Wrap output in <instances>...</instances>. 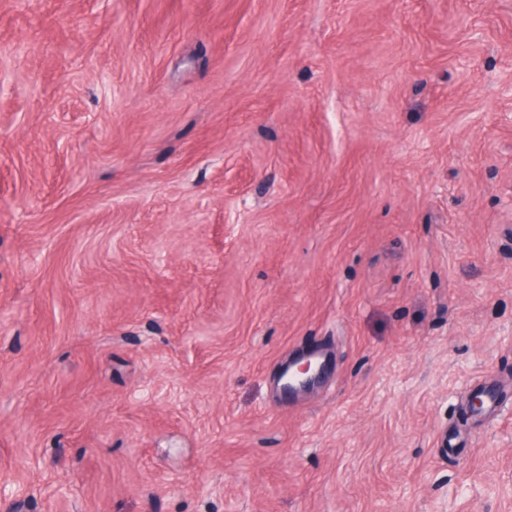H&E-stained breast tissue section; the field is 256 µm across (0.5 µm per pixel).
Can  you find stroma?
I'll return each mask as SVG.
<instances>
[{
	"label": "stroma",
	"mask_w": 512,
	"mask_h": 512,
	"mask_svg": "<svg viewBox=\"0 0 512 512\" xmlns=\"http://www.w3.org/2000/svg\"><path fill=\"white\" fill-rule=\"evenodd\" d=\"M507 85L512 0H0V512H512ZM319 358L314 354L297 358L283 369L280 379L283 388L289 392H300L310 389L319 381L324 372L325 361H312Z\"/></svg>",
	"instance_id": "stroma-1"
}]
</instances>
